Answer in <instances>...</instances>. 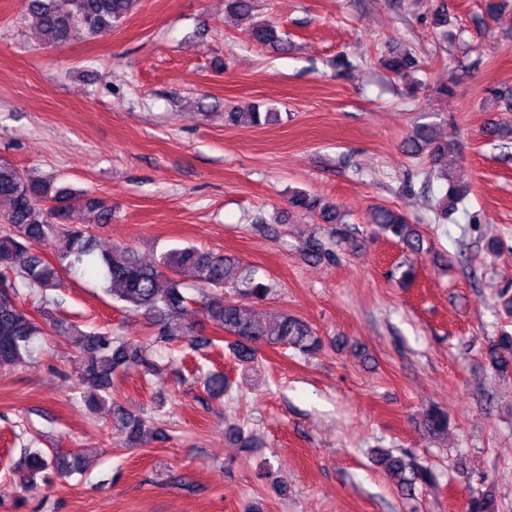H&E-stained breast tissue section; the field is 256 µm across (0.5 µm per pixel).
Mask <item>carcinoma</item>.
I'll use <instances>...</instances> for the list:
<instances>
[{"label": "carcinoma", "mask_w": 512, "mask_h": 512, "mask_svg": "<svg viewBox=\"0 0 512 512\" xmlns=\"http://www.w3.org/2000/svg\"><path fill=\"white\" fill-rule=\"evenodd\" d=\"M135 0H24L27 14L44 36L54 44L66 43L72 33L84 29L103 36L130 13ZM249 34L259 44L279 42L273 22L254 24ZM394 76L404 78L418 67L410 52L392 53L383 60ZM253 126L278 122L276 112H262L256 105L230 112L231 123L239 118ZM407 152L427 153L432 176L446 183L438 200L439 214L446 219L467 197V187L454 180L459 162L455 143L441 141L435 135V124L417 123L407 139ZM0 199L9 203L5 217L8 230L0 233V365H19L31 359L35 341L46 335L44 325L53 324L49 306L57 303L51 292L64 285V276L77 274L84 264L98 268L105 292L131 315L141 316L154 329L149 343L115 336L109 329L85 331L73 324L71 344L76 362V380L84 404L92 412L104 404H112V423L120 427L125 445L142 447L154 439L165 437L161 430L150 427L146 417L126 410L112 398L114 377L131 369H142L155 375L159 367L151 358V350L163 349L168 361L178 360L175 353L183 343L197 334L196 324L174 322L191 305L200 307L203 319L225 335L226 346L235 361L250 367L258 362L265 346L293 349L313 356L323 349V340L304 320L288 313L272 322L258 318L256 305L268 298L271 286L256 276L255 271L234 255L201 250L194 246L176 247L163 252L152 265L142 263L134 252L114 246L95 255V236L89 228L72 224V216L81 207L95 208L102 219L112 217L104 201L87 197L68 186L56 190L47 182L26 174L8 161L0 160ZM290 207L304 214L318 216L326 224L342 223L336 205L304 191H295ZM374 233L396 240L417 253L423 243L416 225L401 213L384 206L371 213ZM44 244L55 251L56 262L33 251V245ZM21 281L29 295L38 299V316L24 311L19 301L16 281ZM201 285L208 288L201 298L189 295L187 289ZM491 369L502 377L512 376V334L504 332L487 348ZM229 386L221 371L204 376L205 392L220 398ZM448 412L431 406L421 416V425L433 436H446ZM374 460L398 490L411 496L417 488L431 485L433 471L417 463L407 450L395 453L389 449L374 450ZM86 451L66 455H48L40 449L28 451L19 485L30 489L37 477L52 474L68 478L85 468ZM466 512H496V501L490 492L467 500Z\"/></svg>", "instance_id": "cac0c4a2"}]
</instances>
